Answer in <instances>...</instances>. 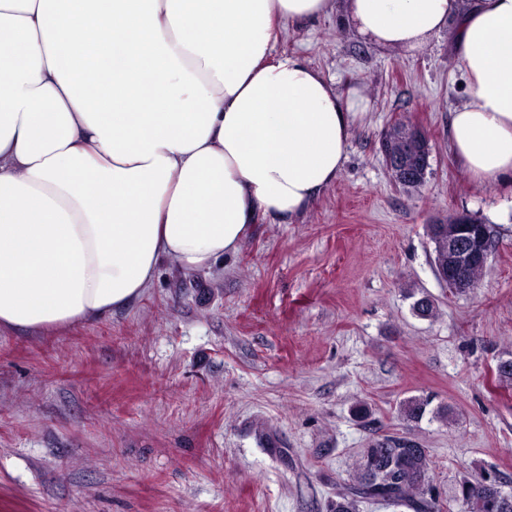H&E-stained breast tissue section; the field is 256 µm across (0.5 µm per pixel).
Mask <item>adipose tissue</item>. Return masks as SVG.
<instances>
[{
    "instance_id": "obj_1",
    "label": "adipose tissue",
    "mask_w": 512,
    "mask_h": 512,
    "mask_svg": "<svg viewBox=\"0 0 512 512\" xmlns=\"http://www.w3.org/2000/svg\"><path fill=\"white\" fill-rule=\"evenodd\" d=\"M338 11L410 53L449 32L450 148L512 178V0H0V329L100 318L309 209L368 100L272 50Z\"/></svg>"
}]
</instances>
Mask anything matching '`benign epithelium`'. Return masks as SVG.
<instances>
[{
  "label": "benign epithelium",
  "instance_id": "benign-epithelium-1",
  "mask_svg": "<svg viewBox=\"0 0 512 512\" xmlns=\"http://www.w3.org/2000/svg\"><path fill=\"white\" fill-rule=\"evenodd\" d=\"M381 151L394 182L408 186L424 181L432 147L419 127L397 123L383 137ZM448 223L455 225L453 236L448 238L449 285L465 291L473 287L471 268L488 263L491 256L489 229L474 223L467 214H457Z\"/></svg>",
  "mask_w": 512,
  "mask_h": 512
}]
</instances>
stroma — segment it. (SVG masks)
Wrapping results in <instances>:
<instances>
[{"label": "stroma", "mask_w": 512, "mask_h": 512, "mask_svg": "<svg viewBox=\"0 0 512 512\" xmlns=\"http://www.w3.org/2000/svg\"><path fill=\"white\" fill-rule=\"evenodd\" d=\"M292 53L368 100L339 178L211 270L163 264L126 308L1 329L0 512H329L392 436L427 448L441 503L487 474L512 492V185L473 181L449 147L466 89L447 35L412 55L330 15L282 28L273 54ZM399 121L432 145L415 192L380 150ZM458 213L492 240L467 292L438 279L428 232ZM423 296L434 317L414 315Z\"/></svg>", "instance_id": "stroma-1"}]
</instances>
